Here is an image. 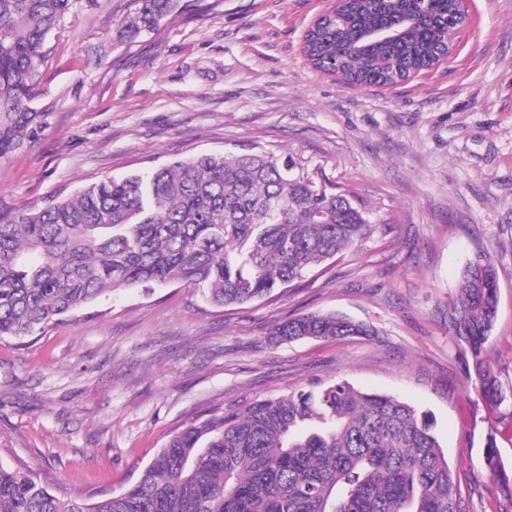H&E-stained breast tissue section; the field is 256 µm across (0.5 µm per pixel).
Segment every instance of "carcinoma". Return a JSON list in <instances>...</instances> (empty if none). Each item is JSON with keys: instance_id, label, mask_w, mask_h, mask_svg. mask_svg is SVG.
<instances>
[{"instance_id": "carcinoma-1", "label": "carcinoma", "mask_w": 512, "mask_h": 512, "mask_svg": "<svg viewBox=\"0 0 512 512\" xmlns=\"http://www.w3.org/2000/svg\"><path fill=\"white\" fill-rule=\"evenodd\" d=\"M73 0H0V160L35 142L47 41ZM184 0H112L113 47L128 48L180 16ZM462 0H341L313 24L305 53L357 86L392 85L449 51ZM349 191L300 160L253 148L204 153L0 220V340L43 332L120 288L185 282L216 307L269 298L361 251L379 232ZM499 303L497 264L471 262L448 305V330L486 405L504 401L487 353ZM367 333L336 314L279 323L277 342ZM487 476L512 503L496 435ZM433 422L390 395L317 383L225 409L174 432L124 492L61 498L30 471L0 462V512H471Z\"/></svg>"}]
</instances>
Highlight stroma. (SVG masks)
<instances>
[{
    "instance_id": "obj_1",
    "label": "stroma",
    "mask_w": 512,
    "mask_h": 512,
    "mask_svg": "<svg viewBox=\"0 0 512 512\" xmlns=\"http://www.w3.org/2000/svg\"><path fill=\"white\" fill-rule=\"evenodd\" d=\"M336 0H194L112 53V0H73L51 34L39 139L0 161V215L106 177L259 145L354 192L380 230L366 249L230 310L193 286L123 290L38 336L0 341V461L61 496L118 494L183 424L345 379L434 420L476 512H501L483 446L512 469V0H462L448 58L396 86L316 69L308 27ZM500 300L487 345L506 394L468 384L448 305L480 253ZM338 312L367 334L276 343L293 316Z\"/></svg>"
}]
</instances>
